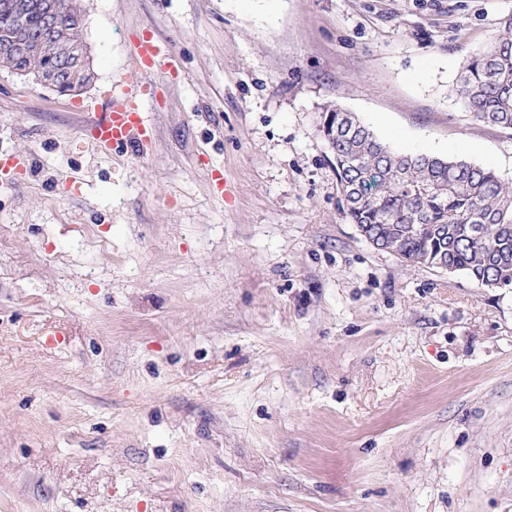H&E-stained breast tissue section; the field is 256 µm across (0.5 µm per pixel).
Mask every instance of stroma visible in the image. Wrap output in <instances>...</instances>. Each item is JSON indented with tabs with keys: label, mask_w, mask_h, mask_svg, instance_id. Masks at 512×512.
<instances>
[{
	"label": "stroma",
	"mask_w": 512,
	"mask_h": 512,
	"mask_svg": "<svg viewBox=\"0 0 512 512\" xmlns=\"http://www.w3.org/2000/svg\"><path fill=\"white\" fill-rule=\"evenodd\" d=\"M81 7L88 86L0 68V512H512V288L366 240L320 131L512 182L455 94L512 0ZM142 37L152 137L99 146Z\"/></svg>",
	"instance_id": "obj_1"
}]
</instances>
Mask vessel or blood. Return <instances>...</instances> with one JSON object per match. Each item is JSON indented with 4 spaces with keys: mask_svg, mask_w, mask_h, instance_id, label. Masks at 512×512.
<instances>
[{
    "mask_svg": "<svg viewBox=\"0 0 512 512\" xmlns=\"http://www.w3.org/2000/svg\"><path fill=\"white\" fill-rule=\"evenodd\" d=\"M132 58L137 75L130 80L121 102L112 104L109 111L91 117V130L97 143L122 147L133 143L141 147L150 138V129L142 118L137 101L138 96L148 90L142 76L162 67L174 68L176 58L170 46L150 38L133 45Z\"/></svg>",
    "mask_w": 512,
    "mask_h": 512,
    "instance_id": "1",
    "label": "vessel or blood"
}]
</instances>
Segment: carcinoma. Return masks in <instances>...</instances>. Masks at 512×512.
<instances>
[{
  "label": "carcinoma",
  "mask_w": 512,
  "mask_h": 512,
  "mask_svg": "<svg viewBox=\"0 0 512 512\" xmlns=\"http://www.w3.org/2000/svg\"><path fill=\"white\" fill-rule=\"evenodd\" d=\"M81 0H0V67L50 77L69 56H84ZM62 17L65 34L26 51L11 46L40 28L48 6ZM82 65L57 92L90 83ZM456 94L475 121L512 130V19L482 55L462 66ZM336 119L333 157L347 215L354 224L379 229L382 245L402 258L429 264L448 259L487 288H512V184L494 170L425 151L398 152L380 140L355 113L329 105L323 119Z\"/></svg>",
  "instance_id": "carcinoma-1"
}]
</instances>
